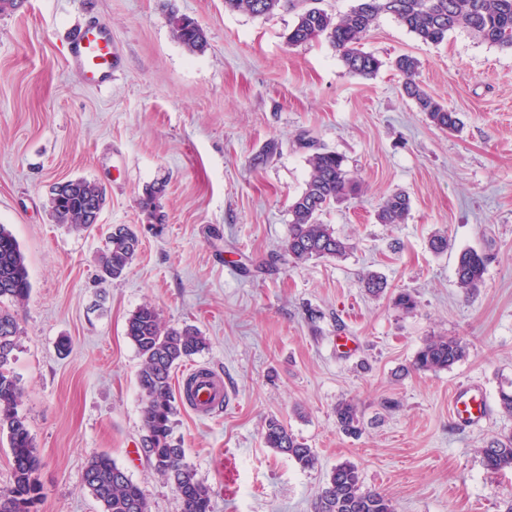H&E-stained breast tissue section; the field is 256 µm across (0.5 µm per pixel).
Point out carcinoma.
I'll list each match as a JSON object with an SVG mask.
<instances>
[{
	"instance_id": "cac0c4a2",
	"label": "carcinoma",
	"mask_w": 512,
	"mask_h": 512,
	"mask_svg": "<svg viewBox=\"0 0 512 512\" xmlns=\"http://www.w3.org/2000/svg\"><path fill=\"white\" fill-rule=\"evenodd\" d=\"M282 6V0H224L230 12L261 17ZM383 15L394 17L422 42L438 45L448 33L463 29L476 38L512 50V0H357L352 9L339 17L313 5L311 0L298 13L287 34L290 45L326 38L340 53L347 70L356 76L375 74L381 62L362 51L363 35ZM175 39L188 51H202L207 45L204 29L192 18L176 17ZM417 60L408 55L396 58L394 67L405 78V94L434 126L455 131L461 120L429 95L415 80ZM311 169L305 189L294 198L286 252L294 263L313 257L342 258L350 249L346 240L336 236L334 228L321 222V215L337 200L355 192L359 184L344 158L333 151H316L308 158ZM165 184L145 189L140 207L158 218L159 200ZM105 199L104 189L95 181L76 178L52 187L50 210L59 224L76 229L86 227L82 212L88 203ZM409 211L408 197L399 192L389 195L377 211L381 224H402ZM135 230L120 224L112 228L106 250L99 257L101 279L121 278L140 249ZM490 257L476 250L460 253L456 266L457 287L466 295L478 291ZM30 295V282L24 256L15 237L0 225V299L16 306ZM19 332L17 315L0 309V433L7 434L11 451L12 483L0 489V512H37L42 498L39 479L40 456L29 434L26 419L18 411L21 389L9 368ZM135 345L142 367L138 387L145 400L143 409V450L159 475L175 491L180 512H212L211 488L198 480L186 462L185 450L173 438V418L180 401L172 389V372L206 348V339L191 327L167 328L158 309L146 303L132 314L125 329ZM467 354V344L456 336H432L417 350L412 368L417 372L437 373L451 368ZM336 426L344 434L362 433V418L357 404L341 400L335 408ZM265 447L294 460L303 470L315 466L316 456L277 418L266 421ZM484 468L490 473L512 470V435L491 439L480 449ZM84 484L100 504L101 512H150L141 488L106 454L91 458L84 471ZM315 512H394L392 501L377 490L363 488L357 466L351 462L337 465L318 495Z\"/></svg>"
}]
</instances>
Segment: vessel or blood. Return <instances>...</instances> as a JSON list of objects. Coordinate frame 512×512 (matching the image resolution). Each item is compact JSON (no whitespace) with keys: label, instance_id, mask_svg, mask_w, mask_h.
Listing matches in <instances>:
<instances>
[{"label":"vessel or blood","instance_id":"1","mask_svg":"<svg viewBox=\"0 0 512 512\" xmlns=\"http://www.w3.org/2000/svg\"><path fill=\"white\" fill-rule=\"evenodd\" d=\"M65 63L83 84L100 87L109 83L118 67L110 28L98 20L79 28L68 44ZM179 394L194 413L206 417L224 405V380L209 369L194 368L182 379ZM452 414L477 426L487 418V403L473 387L466 386L455 393Z\"/></svg>","mask_w":512,"mask_h":512}]
</instances>
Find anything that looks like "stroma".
Here are the masks:
<instances>
[{
    "instance_id": "1",
    "label": "stroma",
    "mask_w": 512,
    "mask_h": 512,
    "mask_svg": "<svg viewBox=\"0 0 512 512\" xmlns=\"http://www.w3.org/2000/svg\"><path fill=\"white\" fill-rule=\"evenodd\" d=\"M205 30L203 51L172 36V15ZM112 31L122 59L111 84L82 85L64 64L72 32L91 19ZM292 7L263 17L224 0H23L0 12V225L18 241L31 283L18 308L10 368L42 467L38 512H100L83 481L106 454L138 484L151 512H180L146 457L130 459L143 429L142 360L125 334L146 303L166 326L196 327L207 346L191 360L224 378L223 409L174 419L213 512H314L332 470L357 465L364 487L396 512H504L512 471L492 474L479 453L512 433L498 391L512 384V50L464 30L420 41L392 16L361 41L381 62L364 78L326 39L292 46ZM418 62L416 81L464 126L435 127L393 68ZM278 151L260 154L268 142ZM320 148L343 156L358 193L322 216L350 251L292 265L289 206ZM87 178L106 193L100 221L81 231L55 223L59 182ZM166 185L160 219L140 207L146 186ZM404 192V223L381 224L387 196ZM134 228L141 246L123 278L99 280L112 226ZM446 235V251L428 242ZM490 255L473 295L456 285L461 251ZM387 282L368 294L367 273ZM415 296L406 313L392 298ZM458 336L466 357L416 372L432 336ZM469 384L489 405L482 427L448 411ZM354 400L363 433L336 426ZM278 418L313 449L301 469L266 448Z\"/></svg>"
}]
</instances>
